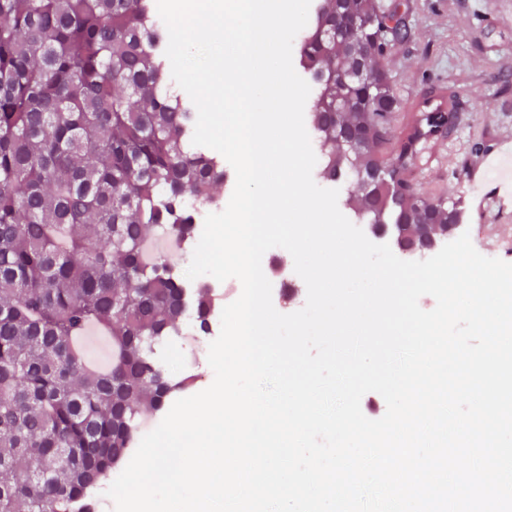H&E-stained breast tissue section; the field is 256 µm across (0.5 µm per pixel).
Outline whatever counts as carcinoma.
Here are the masks:
<instances>
[{"mask_svg":"<svg viewBox=\"0 0 512 512\" xmlns=\"http://www.w3.org/2000/svg\"><path fill=\"white\" fill-rule=\"evenodd\" d=\"M313 2L297 63L318 89L307 112L320 175L380 170L346 199L366 224L462 223L460 200L419 197L410 174L427 133L455 125L457 92L394 134L386 61L408 37L406 12L344 0L357 26L337 35L336 0ZM155 11V0H0V512H98L100 482L135 447L138 409L163 412L193 385L158 345L189 312L207 333L218 307L209 282L145 257L157 229L195 238V208L220 202L213 188L228 180L192 144L197 111L171 90ZM91 326L112 338L102 369L79 347Z\"/></svg>","mask_w":512,"mask_h":512,"instance_id":"obj_1","label":"carcinoma"}]
</instances>
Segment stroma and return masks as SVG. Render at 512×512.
I'll return each mask as SVG.
<instances>
[{"label":"stroma","instance_id":"1","mask_svg":"<svg viewBox=\"0 0 512 512\" xmlns=\"http://www.w3.org/2000/svg\"><path fill=\"white\" fill-rule=\"evenodd\" d=\"M411 18L407 40L388 59L400 102L421 96L432 80L459 95L454 132L431 141L414 171L421 192L461 200L463 229L483 256L512 263V216L500 215L495 195L512 185L494 164L499 142L512 137V0H389ZM485 150L473 151L475 142ZM484 167L479 181L467 178Z\"/></svg>","mask_w":512,"mask_h":512}]
</instances>
